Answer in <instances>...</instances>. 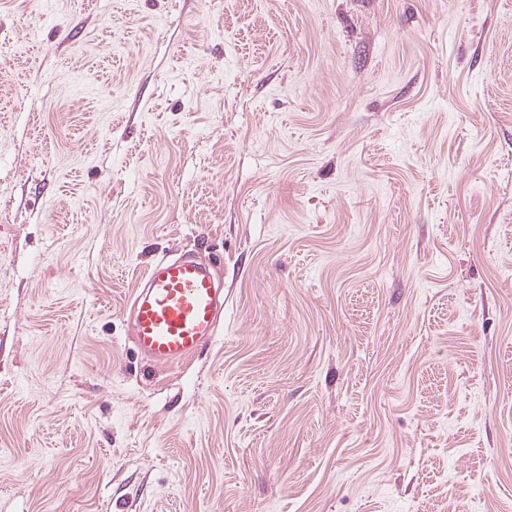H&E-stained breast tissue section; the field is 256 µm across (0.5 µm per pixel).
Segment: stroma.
<instances>
[{
	"instance_id": "35a3bbf8",
	"label": "stroma",
	"mask_w": 512,
	"mask_h": 512,
	"mask_svg": "<svg viewBox=\"0 0 512 512\" xmlns=\"http://www.w3.org/2000/svg\"><path fill=\"white\" fill-rule=\"evenodd\" d=\"M0 512H512V0H0ZM224 325V288L209 266L162 256L142 276L129 305L130 339L156 365L173 367L199 355Z\"/></svg>"
}]
</instances>
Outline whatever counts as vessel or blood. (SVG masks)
I'll return each instance as SVG.
<instances>
[{
	"label": "vessel or blood",
	"instance_id": "obj_1",
	"mask_svg": "<svg viewBox=\"0 0 512 512\" xmlns=\"http://www.w3.org/2000/svg\"><path fill=\"white\" fill-rule=\"evenodd\" d=\"M223 324V289L209 266L187 257L155 259L129 305L133 345L143 358L164 367L195 358Z\"/></svg>",
	"mask_w": 512,
	"mask_h": 512
}]
</instances>
